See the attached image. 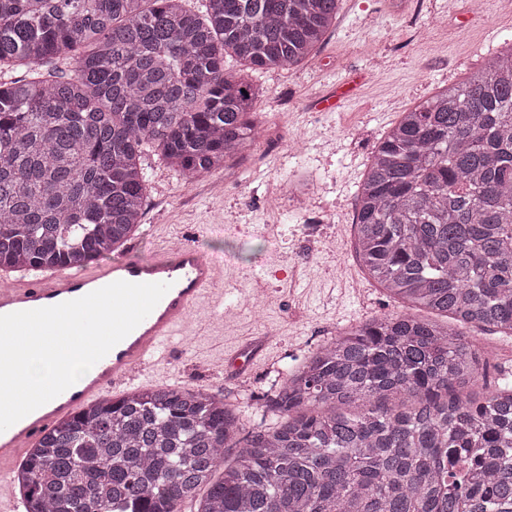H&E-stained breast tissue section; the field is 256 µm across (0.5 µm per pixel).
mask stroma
<instances>
[{"mask_svg":"<svg viewBox=\"0 0 512 512\" xmlns=\"http://www.w3.org/2000/svg\"><path fill=\"white\" fill-rule=\"evenodd\" d=\"M464 36H456V29ZM512 37V0H343L317 53L289 70L252 72L261 93L255 147L234 170L192 186L155 153L143 159L148 192L140 257L187 242L224 259V307L198 304L168 357L142 386L223 393L245 428L273 423L263 394L286 369L352 324L400 311L369 281L355 253V198L370 153L401 112L476 71ZM338 97L337 108L320 103ZM303 176L307 213L288 189ZM281 206L268 213L263 202ZM342 239L333 254L307 250V233ZM264 289L266 301L254 299ZM276 332L266 340L259 330ZM499 377L512 372V336L472 328Z\"/></svg>","mask_w":512,"mask_h":512,"instance_id":"obj_1","label":"stroma"}]
</instances>
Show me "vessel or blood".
Segmentation results:
<instances>
[{"mask_svg":"<svg viewBox=\"0 0 512 512\" xmlns=\"http://www.w3.org/2000/svg\"><path fill=\"white\" fill-rule=\"evenodd\" d=\"M222 267L188 243L157 248L147 258L126 256L73 270L40 271L33 278H7L0 288V315L53 306L80 298L118 280L166 283L170 289L153 311L95 365L92 375L0 432V512H19L10 480L14 467L55 419L132 381L134 369L162 357L203 297L221 299Z\"/></svg>","mask_w":512,"mask_h":512,"instance_id":"b4317fda","label":"vessel or blood"}]
</instances>
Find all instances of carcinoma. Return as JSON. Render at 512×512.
Instances as JSON below:
<instances>
[{
    "mask_svg": "<svg viewBox=\"0 0 512 512\" xmlns=\"http://www.w3.org/2000/svg\"><path fill=\"white\" fill-rule=\"evenodd\" d=\"M339 2L0 0V76L25 71L0 79V269L122 247L147 148L186 183L231 169L258 138L260 93L224 55L289 70ZM355 228L367 274L406 311L286 370L277 426L246 434L238 407L189 387L99 399L27 451L25 512H512V385L457 391L486 371L469 328L512 334V44L402 113L371 152Z\"/></svg>",
    "mask_w": 512,
    "mask_h": 512,
    "instance_id": "carcinoma-1",
    "label": "carcinoma"
}]
</instances>
